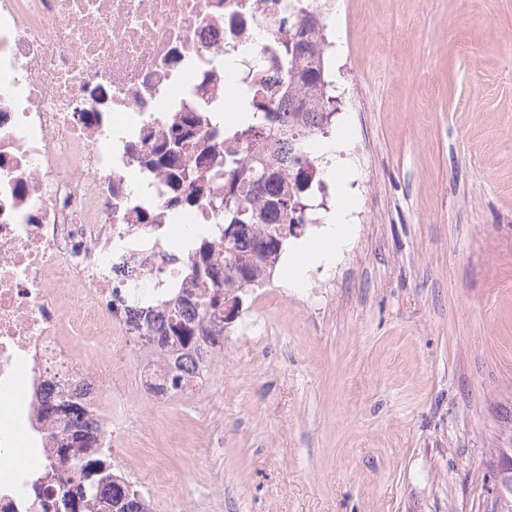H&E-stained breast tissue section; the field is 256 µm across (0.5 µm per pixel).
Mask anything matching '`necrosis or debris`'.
Returning <instances> with one entry per match:
<instances>
[{"label": "necrosis or debris", "instance_id": "obj_1", "mask_svg": "<svg viewBox=\"0 0 512 512\" xmlns=\"http://www.w3.org/2000/svg\"><path fill=\"white\" fill-rule=\"evenodd\" d=\"M337 0H0V512H29L56 424L41 403L73 394L122 451L146 497L180 486L127 430L142 370L129 301L181 285L186 223L210 225L223 180H180L172 132L200 135L233 101L277 90L274 50ZM122 382L107 392L104 381Z\"/></svg>", "mask_w": 512, "mask_h": 512}]
</instances>
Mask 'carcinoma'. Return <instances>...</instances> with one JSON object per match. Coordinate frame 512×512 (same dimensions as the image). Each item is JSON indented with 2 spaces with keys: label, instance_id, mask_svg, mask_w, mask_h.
Listing matches in <instances>:
<instances>
[{
  "label": "carcinoma",
  "instance_id": "obj_1",
  "mask_svg": "<svg viewBox=\"0 0 512 512\" xmlns=\"http://www.w3.org/2000/svg\"><path fill=\"white\" fill-rule=\"evenodd\" d=\"M310 29L311 37H291L282 46L281 67L305 94L288 97L282 108L252 101L247 120L231 135L245 152L207 153L195 149L184 135L170 139L179 157L185 158L188 173L207 163L213 177L224 178V194L231 197V205L217 204L221 243L215 247L213 239L204 238L195 248L183 270L189 288L174 301L168 319L157 322L161 314L152 305L137 309L145 341L164 346L173 337L178 343L164 373L148 386L154 394L170 395L188 384V365H204L211 349L224 345L226 295L248 304L256 283L274 272L288 238L305 224L309 176L304 174L308 159L301 144L312 133L329 137L336 111L330 95L319 108L310 109L306 93L321 90L326 80L314 53L322 35L316 26ZM234 224L240 229L229 237ZM60 417L65 422L53 437L60 447L50 449L47 472L61 467L68 476L40 483V494L60 504L56 512H67L65 501L76 496L81 507L72 512H152L141 492L112 471L109 448L92 427L90 404L64 394L56 404H41L39 420L54 422Z\"/></svg>",
  "mask_w": 512,
  "mask_h": 512
}]
</instances>
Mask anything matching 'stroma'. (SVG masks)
I'll return each mask as SVG.
<instances>
[{"mask_svg":"<svg viewBox=\"0 0 512 512\" xmlns=\"http://www.w3.org/2000/svg\"><path fill=\"white\" fill-rule=\"evenodd\" d=\"M330 194L349 225L331 265L224 338L198 438L139 401L150 462L185 501L153 512H491V449L512 447V0H343Z\"/></svg>","mask_w":512,"mask_h":512,"instance_id":"stroma-1","label":"stroma"}]
</instances>
